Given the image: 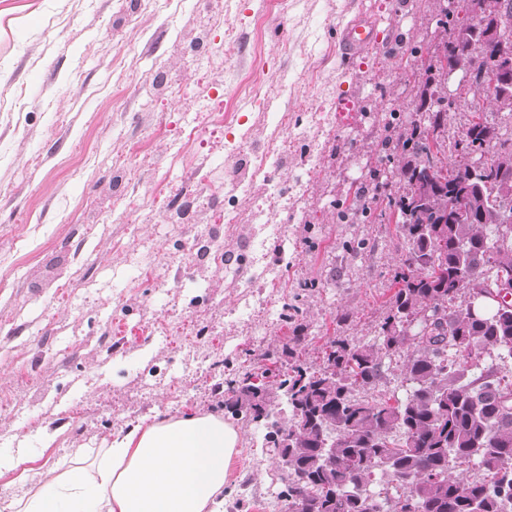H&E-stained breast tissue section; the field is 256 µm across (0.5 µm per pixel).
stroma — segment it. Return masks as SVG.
Returning a JSON list of instances; mask_svg holds the SVG:
<instances>
[{"label":"stroma","mask_w":512,"mask_h":512,"mask_svg":"<svg viewBox=\"0 0 512 512\" xmlns=\"http://www.w3.org/2000/svg\"><path fill=\"white\" fill-rule=\"evenodd\" d=\"M438 0H0V452L28 453L0 475V512L75 450L109 447L118 432L171 417L219 414L239 432L223 512H264L254 492L281 486L278 461L257 429L224 407L235 370H258L301 336L321 366L331 335L374 341L395 292L392 275L409 248L367 173L396 171L384 155L392 126L415 114L442 38ZM271 20L259 36L242 104L251 138L274 136L286 73L293 112L351 105L336 118L323 162L288 227V250L267 242L277 282L261 280L251 211L266 195L239 194L234 223L212 221L209 186L225 183L229 130L214 112L239 81L220 55L224 29ZM358 17L379 38L346 57L342 28ZM23 98H15V89ZM449 140L474 110L512 145V113L448 79ZM142 149L126 151L131 139ZM364 188L376 219L340 224L336 203ZM188 221L174 224L167 198ZM224 245L213 262L210 240ZM303 294L295 326L276 314ZM259 282L271 306H246L242 285ZM219 350L229 368L207 377L184 349Z\"/></svg>","instance_id":"1"}]
</instances>
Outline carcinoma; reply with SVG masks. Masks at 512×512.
I'll return each instance as SVG.
<instances>
[{"instance_id": "obj_1", "label": "carcinoma", "mask_w": 512, "mask_h": 512, "mask_svg": "<svg viewBox=\"0 0 512 512\" xmlns=\"http://www.w3.org/2000/svg\"><path fill=\"white\" fill-rule=\"evenodd\" d=\"M503 17L512 18V0L443 9L437 58L446 66L428 78L410 130L385 140V151L414 156L398 169L402 192L388 200L410 249L376 341L331 336L313 370L296 336L281 347L288 367L264 369L257 384L252 373L229 382V409L262 424L263 447L286 466L279 496L287 512H502L512 503V377L504 371L512 310L489 296L512 280V151L485 160L500 132L480 117L451 148L443 140L448 72L481 88L486 58L464 50ZM486 95L512 112V82ZM364 195L360 188L338 208V221L367 213ZM483 355L490 364L474 370L471 360ZM394 361L406 395H366ZM466 463L478 477L453 475ZM378 477L396 492L369 493Z\"/></svg>"}]
</instances>
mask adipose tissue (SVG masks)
<instances>
[{"label":"adipose tissue","mask_w":512,"mask_h":512,"mask_svg":"<svg viewBox=\"0 0 512 512\" xmlns=\"http://www.w3.org/2000/svg\"><path fill=\"white\" fill-rule=\"evenodd\" d=\"M238 431L214 415H155L113 439L93 469L48 474L13 512H217Z\"/></svg>","instance_id":"adipose-tissue-1"}]
</instances>
